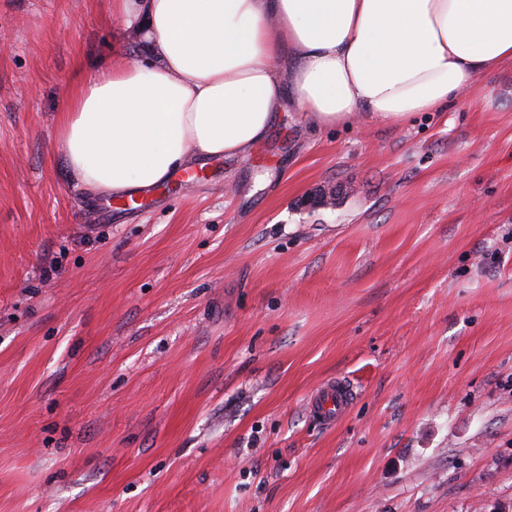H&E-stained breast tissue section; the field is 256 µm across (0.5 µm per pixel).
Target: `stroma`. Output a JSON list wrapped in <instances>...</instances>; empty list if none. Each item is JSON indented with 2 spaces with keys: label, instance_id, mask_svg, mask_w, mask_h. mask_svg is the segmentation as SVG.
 I'll list each match as a JSON object with an SVG mask.
<instances>
[{
  "label": "stroma",
  "instance_id": "obj_1",
  "mask_svg": "<svg viewBox=\"0 0 512 512\" xmlns=\"http://www.w3.org/2000/svg\"><path fill=\"white\" fill-rule=\"evenodd\" d=\"M1 31L0 512H512V64L404 125L285 113L103 220L56 128L128 17ZM353 393V388L346 383H333L310 402V407L320 414L324 424L331 425L344 414Z\"/></svg>",
  "mask_w": 512,
  "mask_h": 512
}]
</instances>
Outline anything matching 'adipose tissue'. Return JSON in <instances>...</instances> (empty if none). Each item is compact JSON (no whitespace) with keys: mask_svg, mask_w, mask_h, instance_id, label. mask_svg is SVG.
<instances>
[{"mask_svg":"<svg viewBox=\"0 0 512 512\" xmlns=\"http://www.w3.org/2000/svg\"><path fill=\"white\" fill-rule=\"evenodd\" d=\"M146 60L80 83L57 129L73 182L116 198L247 157L287 110L319 128L444 112L512 62V0H112Z\"/></svg>","mask_w":512,"mask_h":512,"instance_id":"1","label":"adipose tissue"}]
</instances>
